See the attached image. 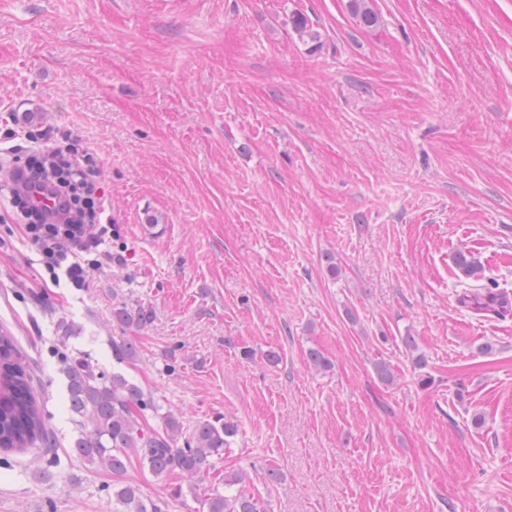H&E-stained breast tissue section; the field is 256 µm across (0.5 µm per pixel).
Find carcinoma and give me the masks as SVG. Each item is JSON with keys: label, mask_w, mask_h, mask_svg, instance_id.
Returning <instances> with one entry per match:
<instances>
[{"label": "carcinoma", "mask_w": 512, "mask_h": 512, "mask_svg": "<svg viewBox=\"0 0 512 512\" xmlns=\"http://www.w3.org/2000/svg\"><path fill=\"white\" fill-rule=\"evenodd\" d=\"M348 10L365 28L378 24L370 0H349ZM459 302L476 310L502 314L512 300L503 292L483 288L465 292ZM114 323L122 328L142 327L152 319L151 311L131 309L126 303L112 310ZM62 336L58 351L67 377L69 410L74 416L77 437L72 448L86 462L112 472V512H168L164 499H151L140 488L123 480L130 459L157 477L180 473L186 485H177L171 497L188 494L199 505L198 512H261L259 502L244 490L239 474L224 477V491L205 490L195 479L210 465V459L224 454L235 428L222 419L204 420L186 428L178 417L161 412L154 395L143 390L122 372L107 374L90 357L68 347L73 326L60 323ZM112 356L118 364H133L140 349L125 338H112ZM33 375L27 356L14 336L0 331V451L23 450L34 445L41 460L55 464V439L43 405L32 394ZM158 420L145 427L147 417Z\"/></svg>", "instance_id": "carcinoma-1"}]
</instances>
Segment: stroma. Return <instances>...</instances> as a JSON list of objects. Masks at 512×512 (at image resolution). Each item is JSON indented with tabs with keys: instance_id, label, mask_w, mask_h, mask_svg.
<instances>
[{
	"instance_id": "stroma-1",
	"label": "stroma",
	"mask_w": 512,
	"mask_h": 512,
	"mask_svg": "<svg viewBox=\"0 0 512 512\" xmlns=\"http://www.w3.org/2000/svg\"><path fill=\"white\" fill-rule=\"evenodd\" d=\"M346 5L0 0V122L93 148L112 219L75 288L0 200V329L60 458L7 453L0 512H112L111 472L70 450L62 320L107 370L112 337L135 342L126 375L184 425H234L204 487L242 473L266 512H512V310L461 306L453 262L512 296V0H371V29ZM121 300L151 322L113 325ZM124 478L196 508L177 476Z\"/></svg>"
}]
</instances>
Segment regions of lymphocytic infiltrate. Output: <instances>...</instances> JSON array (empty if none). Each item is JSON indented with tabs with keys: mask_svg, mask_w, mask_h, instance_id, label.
<instances>
[{
	"mask_svg": "<svg viewBox=\"0 0 512 512\" xmlns=\"http://www.w3.org/2000/svg\"><path fill=\"white\" fill-rule=\"evenodd\" d=\"M52 136L50 128H31L23 164L0 173V195L18 206L53 281L64 279L79 288L89 271L99 266L98 261H85L83 254L105 244L112 235V221L105 216L97 154L76 148L70 132H62L57 145ZM34 185L48 188L56 199L55 214L30 204L26 190Z\"/></svg>",
	"mask_w": 512,
	"mask_h": 512,
	"instance_id": "lymphocytic-infiltrate-1",
	"label": "lymphocytic infiltrate"
}]
</instances>
